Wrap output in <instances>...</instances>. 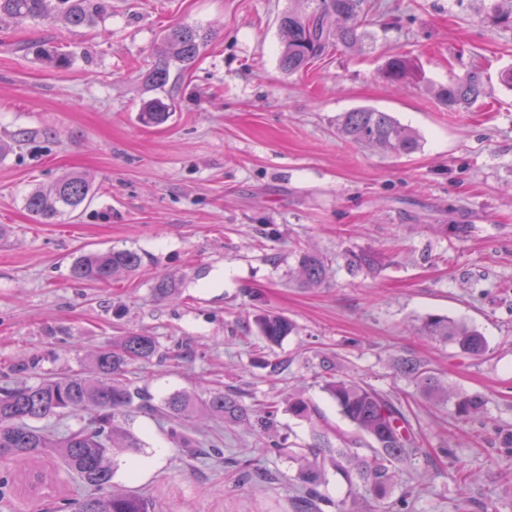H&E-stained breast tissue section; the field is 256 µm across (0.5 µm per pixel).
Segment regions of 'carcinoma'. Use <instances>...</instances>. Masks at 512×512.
<instances>
[{"mask_svg": "<svg viewBox=\"0 0 512 512\" xmlns=\"http://www.w3.org/2000/svg\"><path fill=\"white\" fill-rule=\"evenodd\" d=\"M309 10L292 7L279 18L283 33L280 66L294 74L338 44L357 45L365 36L360 31L366 0H304ZM112 16V0H0V21L15 25L25 23H64L75 28H95ZM207 35L191 26L170 28L155 48V63L145 82L165 86L170 68L178 64L189 69L200 55ZM31 50L41 61L57 68L72 64L74 53H59L33 45ZM414 65L404 55L388 59L384 75L400 83L413 74ZM484 93L475 77L448 85L440 90L441 101L448 108L472 105ZM171 104L160 98L143 102L139 121L145 126L165 123ZM339 134L357 145L376 146L386 152L410 154L417 150L416 131L398 122L387 112L359 108L338 118ZM94 188L87 174L72 173L60 178L44 191L36 188L25 199L27 211L43 223L70 215L91 202ZM347 269L353 273H375L379 257L372 252L343 254ZM141 260L130 250H109L80 256L71 266L78 280L106 283L136 271ZM333 260L314 251L300 253L298 273L306 288L322 286ZM182 282L174 276L157 280L153 293L160 299L180 294ZM258 330L268 346L279 344L296 331V324L281 314L256 318ZM426 335L459 348L461 356L478 359L488 352L487 342L477 330L440 315L427 317L422 326ZM159 355L154 337L131 334L108 348L95 353L90 366L77 373L44 380L35 385L18 383L0 387V460L11 461L19 468H29L28 489L39 493L52 480V473L42 464L60 463L66 473L84 489L77 499L78 512H150V502L135 491L108 492L118 450L140 452V441L120 422V416L132 408L160 416L170 423L193 417L199 409L227 421L249 419L250 408L232 392L214 390L206 400L187 392L165 398L158 406L135 404L139 391L122 382L127 366L137 360L149 361ZM396 373L420 394L439 402H451L455 415L471 420L483 415L485 400L477 394L454 393L421 360L404 356L395 359ZM325 391L340 408L341 414L357 430L370 454L361 456L351 448L333 447L325 436L315 435L307 448H290L288 457L297 465L295 476L297 507L300 512H320L318 487L331 468L349 486V493L362 496L371 512H409L415 487L406 485L393 496L398 481V465L421 452L419 435L402 398L386 394L354 380L330 376ZM288 411L310 420L315 407L302 395L288 398ZM88 414L87 423L77 430L60 435L39 422L66 414Z\"/></svg>", "mask_w": 512, "mask_h": 512, "instance_id": "obj_1", "label": "carcinoma"}]
</instances>
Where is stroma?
<instances>
[{"mask_svg": "<svg viewBox=\"0 0 512 512\" xmlns=\"http://www.w3.org/2000/svg\"><path fill=\"white\" fill-rule=\"evenodd\" d=\"M368 36L337 46L306 70L280 67L277 18L288 0H112L94 29L0 24V374L36 384L86 368L122 336L155 337L163 359L133 363L130 388L157 405L176 391L239 392L248 407L275 401L270 432L254 421L198 412L185 426L133 411L124 424L142 453L115 459L116 488L144 492L154 512H295L287 451L354 437L324 391L329 375L403 392L394 357L413 355L449 389L481 395L464 422L449 404L412 394L424 454L400 467L417 478L413 512H512V27L485 0H375ZM176 25L209 30L196 64L145 81L154 48ZM78 55L54 68L24 45ZM407 55L415 78L395 85L387 60ZM477 76L484 94L449 109L439 89ZM173 96L169 120L141 125L144 100ZM390 113L421 136L392 156L346 142L338 115ZM79 171L95 182L90 205L54 224L24 207L32 189ZM127 249L139 271L107 284L71 278L87 252ZM333 257L318 288L297 283V256ZM374 250L375 274H350L336 257ZM182 278L178 298L152 291ZM264 312L297 324L267 346ZM478 329L487 354L420 334L424 317ZM301 392L312 420L288 411ZM283 450L266 452L268 439ZM449 447L433 461L429 451ZM250 460L248 480L235 461ZM0 512H71L78 484L59 472L44 501L0 463Z\"/></svg>", "mask_w": 512, "mask_h": 512, "instance_id": "35a3bbf8", "label": "stroma"}]
</instances>
